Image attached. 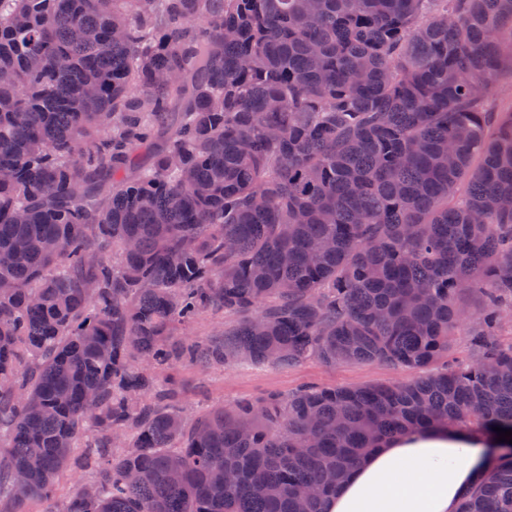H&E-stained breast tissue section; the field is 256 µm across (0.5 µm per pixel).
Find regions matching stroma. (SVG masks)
Instances as JSON below:
<instances>
[{
  "mask_svg": "<svg viewBox=\"0 0 512 512\" xmlns=\"http://www.w3.org/2000/svg\"><path fill=\"white\" fill-rule=\"evenodd\" d=\"M409 371L384 364L344 363L336 366L310 359L290 367L237 365L232 367L185 364L174 371L180 390L179 406L186 417H194L216 406L237 402H259L273 393H288L314 383L327 387L391 383L408 379ZM90 469L69 462L59 475L52 499L30 500L26 512H59L63 501L82 481L90 480Z\"/></svg>",
  "mask_w": 512,
  "mask_h": 512,
  "instance_id": "obj_1",
  "label": "stroma"
}]
</instances>
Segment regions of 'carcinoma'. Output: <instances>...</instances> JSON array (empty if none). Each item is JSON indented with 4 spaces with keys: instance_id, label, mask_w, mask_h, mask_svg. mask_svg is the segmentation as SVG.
<instances>
[{
    "instance_id": "1",
    "label": "carcinoma",
    "mask_w": 512,
    "mask_h": 512,
    "mask_svg": "<svg viewBox=\"0 0 512 512\" xmlns=\"http://www.w3.org/2000/svg\"><path fill=\"white\" fill-rule=\"evenodd\" d=\"M505 70L512 0H0V499L82 446L61 512H323L438 429L504 449L457 512H512ZM309 359L418 375L192 419L157 385ZM491 102L497 112L512 111V75L506 71L498 75ZM225 321L227 323V319H224V313H203L187 330V334L188 336H194L198 340L208 339L221 326V323H225Z\"/></svg>"
}]
</instances>
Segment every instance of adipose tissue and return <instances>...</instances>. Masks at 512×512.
<instances>
[{
	"label": "adipose tissue",
	"mask_w": 512,
	"mask_h": 512,
	"mask_svg": "<svg viewBox=\"0 0 512 512\" xmlns=\"http://www.w3.org/2000/svg\"><path fill=\"white\" fill-rule=\"evenodd\" d=\"M483 437L426 431L361 459L328 497L326 512H456L482 476Z\"/></svg>",
	"instance_id": "adipose-tissue-1"
}]
</instances>
